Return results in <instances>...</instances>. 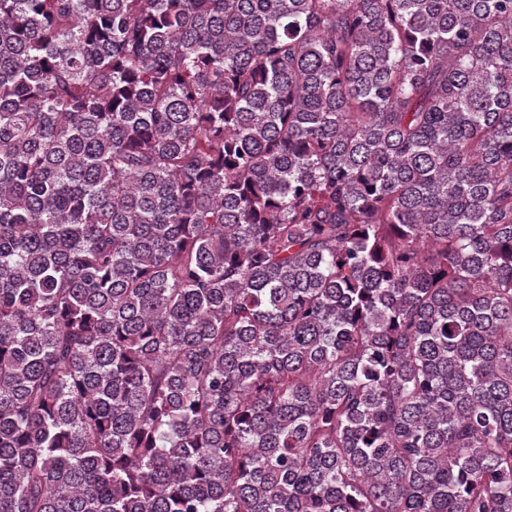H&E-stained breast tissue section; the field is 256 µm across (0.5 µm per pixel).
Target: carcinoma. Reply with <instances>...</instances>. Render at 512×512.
<instances>
[{"instance_id": "carcinoma-1", "label": "carcinoma", "mask_w": 512, "mask_h": 512, "mask_svg": "<svg viewBox=\"0 0 512 512\" xmlns=\"http://www.w3.org/2000/svg\"><path fill=\"white\" fill-rule=\"evenodd\" d=\"M0 512H512V0H0Z\"/></svg>"}]
</instances>
